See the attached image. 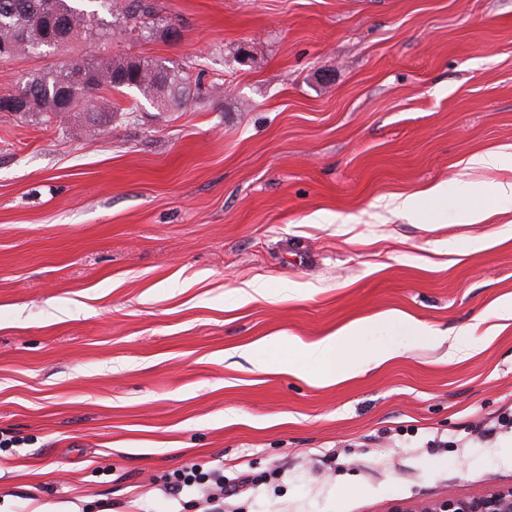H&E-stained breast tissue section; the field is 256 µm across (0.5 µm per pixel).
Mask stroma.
Here are the masks:
<instances>
[{
  "label": "stroma",
  "mask_w": 512,
  "mask_h": 512,
  "mask_svg": "<svg viewBox=\"0 0 512 512\" xmlns=\"http://www.w3.org/2000/svg\"><path fill=\"white\" fill-rule=\"evenodd\" d=\"M136 47L217 101L99 131L0 112V512H174L170 473L249 476L234 512H391L512 487V210L420 224L378 206L512 145V0H162ZM0 64V89L73 57ZM257 281L268 298L239 299ZM391 310L441 337L333 385L288 366ZM501 324L449 362L444 330ZM284 343L245 359L239 348Z\"/></svg>",
  "instance_id": "1"
}]
</instances>
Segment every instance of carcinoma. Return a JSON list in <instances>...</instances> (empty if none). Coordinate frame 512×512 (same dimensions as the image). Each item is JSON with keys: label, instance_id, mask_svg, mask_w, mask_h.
<instances>
[{"label": "carcinoma", "instance_id": "cac0c4a2", "mask_svg": "<svg viewBox=\"0 0 512 512\" xmlns=\"http://www.w3.org/2000/svg\"><path fill=\"white\" fill-rule=\"evenodd\" d=\"M75 0H0V60L6 62L30 54L49 53L76 39L107 45L112 38L129 45L147 40L145 29L172 19L162 16L158 0H95L99 9L86 10ZM25 113L42 117L47 124L59 118L54 96L71 91L65 113L81 116L92 125L112 122L121 107L113 93H136L160 112H177L194 95L217 100L221 84L202 85L192 66H169L166 60L129 53L70 59L36 72L23 84Z\"/></svg>", "mask_w": 512, "mask_h": 512}]
</instances>
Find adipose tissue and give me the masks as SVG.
<instances>
[{"mask_svg": "<svg viewBox=\"0 0 512 512\" xmlns=\"http://www.w3.org/2000/svg\"><path fill=\"white\" fill-rule=\"evenodd\" d=\"M451 201L458 223L482 224L493 215L492 210L481 200L476 191H466L456 198H449L447 183L429 185L409 194L392 196L387 203L391 214L410 220L424 218L422 201ZM380 334V341L374 346L368 359L369 364L379 367L406 351L405 341L416 336L430 335L431 330L424 323L402 311H392L376 318L357 321L336 333L309 344H299L298 353L303 369L310 377L325 385L335 384L350 377L349 369L337 366L336 357L340 346L348 337Z\"/></svg>", "mask_w": 512, "mask_h": 512, "instance_id": "obj_1", "label": "adipose tissue"}]
</instances>
